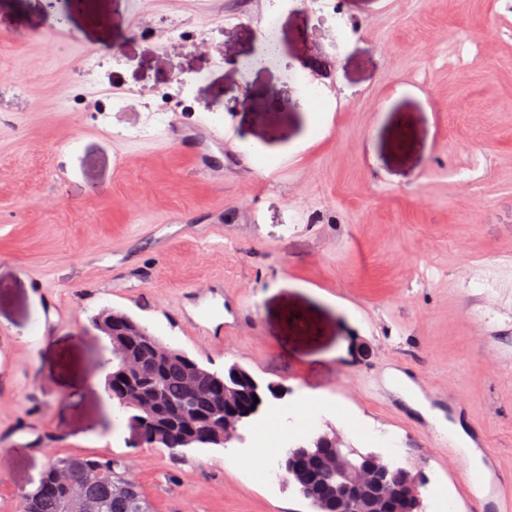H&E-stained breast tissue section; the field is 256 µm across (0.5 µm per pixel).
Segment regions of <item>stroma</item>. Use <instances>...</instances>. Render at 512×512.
I'll list each match as a JSON object with an SVG mask.
<instances>
[{
    "label": "stroma",
    "instance_id": "35a3bbf8",
    "mask_svg": "<svg viewBox=\"0 0 512 512\" xmlns=\"http://www.w3.org/2000/svg\"><path fill=\"white\" fill-rule=\"evenodd\" d=\"M0 70L15 73L0 83V512L55 455L121 458L153 512H311L251 470L255 429L310 394L334 406L304 439L382 453L391 435L398 464L421 468L423 512L441 494L494 512L466 494L448 426L511 491L504 0H74L62 25L38 0H0ZM198 300L231 322L224 338L191 326ZM105 308L283 401L228 448L175 461L143 445L101 391Z\"/></svg>",
    "mask_w": 512,
    "mask_h": 512
}]
</instances>
